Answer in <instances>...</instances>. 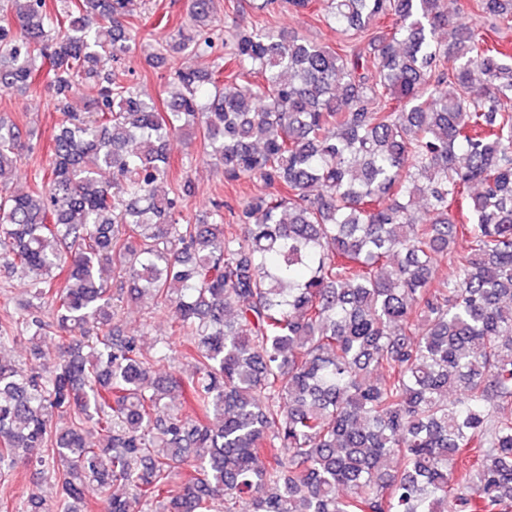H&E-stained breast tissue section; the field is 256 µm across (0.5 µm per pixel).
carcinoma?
Returning <instances> with one entry per match:
<instances>
[{"label": "carcinoma", "instance_id": "cac0c4a2", "mask_svg": "<svg viewBox=\"0 0 512 512\" xmlns=\"http://www.w3.org/2000/svg\"><path fill=\"white\" fill-rule=\"evenodd\" d=\"M55 2L0 20V89L44 72L63 116L41 188L0 193V267L30 291L0 320V477L38 468L63 512L90 485L104 512H512V0H471L483 33L446 0H329L334 49L237 27L225 79L170 66L165 112L109 69L133 0ZM213 3L152 60L212 54ZM192 134L226 182L269 188L238 233L164 190ZM27 150L0 120L1 178ZM115 274L170 310L189 374L155 377L170 346L122 332ZM48 335L50 371L1 354Z\"/></svg>", "mask_w": 512, "mask_h": 512}]
</instances>
